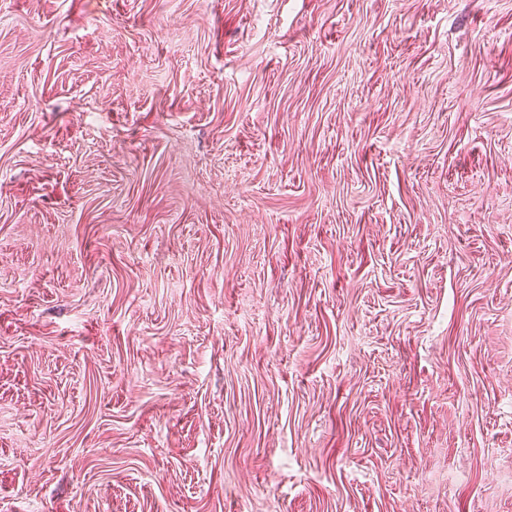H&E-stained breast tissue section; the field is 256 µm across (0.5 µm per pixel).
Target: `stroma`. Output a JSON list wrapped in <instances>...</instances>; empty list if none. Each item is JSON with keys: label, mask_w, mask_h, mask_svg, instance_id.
Returning a JSON list of instances; mask_svg holds the SVG:
<instances>
[{"label": "stroma", "mask_w": 512, "mask_h": 512, "mask_svg": "<svg viewBox=\"0 0 512 512\" xmlns=\"http://www.w3.org/2000/svg\"><path fill=\"white\" fill-rule=\"evenodd\" d=\"M0 512H512V0H0Z\"/></svg>", "instance_id": "1"}]
</instances>
